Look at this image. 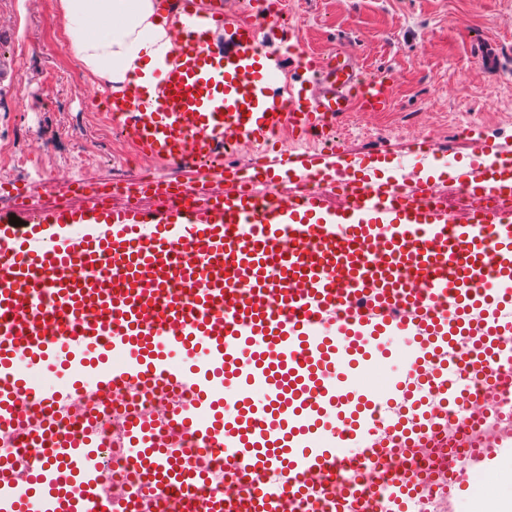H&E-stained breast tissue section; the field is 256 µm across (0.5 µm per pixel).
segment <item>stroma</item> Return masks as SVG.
Here are the masks:
<instances>
[{
	"instance_id": "stroma-1",
	"label": "stroma",
	"mask_w": 512,
	"mask_h": 512,
	"mask_svg": "<svg viewBox=\"0 0 512 512\" xmlns=\"http://www.w3.org/2000/svg\"><path fill=\"white\" fill-rule=\"evenodd\" d=\"M284 21L265 49L290 43L319 54L343 48L363 72L391 82L384 112L349 113L313 140L282 136L292 154L401 153L418 128L436 150L471 152L480 138L512 148V0H282ZM0 145L28 158L0 181L37 187L45 201L62 182L134 174L131 140L105 115L107 95L70 52L57 0H0ZM27 75L17 85L18 72Z\"/></svg>"
}]
</instances>
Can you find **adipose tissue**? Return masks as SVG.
I'll return each mask as SVG.
<instances>
[{
  "instance_id": "obj_1",
  "label": "adipose tissue",
  "mask_w": 512,
  "mask_h": 512,
  "mask_svg": "<svg viewBox=\"0 0 512 512\" xmlns=\"http://www.w3.org/2000/svg\"><path fill=\"white\" fill-rule=\"evenodd\" d=\"M73 56L110 90L121 91L171 49L158 0H58Z\"/></svg>"
}]
</instances>
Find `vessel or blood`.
I'll return each instance as SVG.
<instances>
[{
	"label": "vessel or blood",
	"instance_id": "1",
	"mask_svg": "<svg viewBox=\"0 0 512 512\" xmlns=\"http://www.w3.org/2000/svg\"><path fill=\"white\" fill-rule=\"evenodd\" d=\"M162 5L176 50L107 115L167 173L73 180L51 204L14 187L0 211V431L40 459L22 472L0 458V512H409L423 486L405 461L450 435L438 512H460L454 487L512 457V411L490 402L512 390V149L487 142L467 162L449 149L443 179L415 169L427 142L224 168L229 142L263 149L387 110L388 81L339 49L306 62L313 88L289 83L295 46L271 54L260 38L279 25L269 0L242 15ZM198 164L223 191L188 176ZM398 351L382 390L357 385ZM42 366L64 384H42ZM147 386L170 391L165 415L112 410L114 454L152 489L131 505L112 494L95 424L57 423Z\"/></svg>",
	"mask_w": 512,
	"mask_h": 512
}]
</instances>
